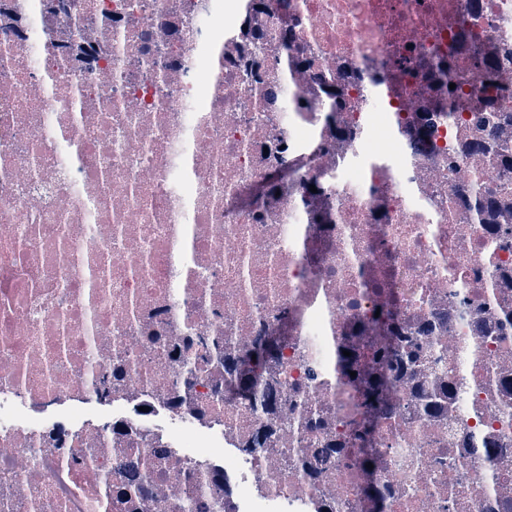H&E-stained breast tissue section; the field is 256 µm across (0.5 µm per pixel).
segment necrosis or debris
<instances>
[{
	"mask_svg": "<svg viewBox=\"0 0 512 512\" xmlns=\"http://www.w3.org/2000/svg\"><path fill=\"white\" fill-rule=\"evenodd\" d=\"M489 106L512 0H0V512H512ZM509 190V189H507ZM486 191L482 188L473 191V206L471 207V221L477 224H492L496 214L501 212L499 200L508 196L509 191ZM202 354L190 359L184 366L183 383L187 389L191 387L198 373L202 372L210 363L216 365L224 363V337L213 336L201 342ZM253 354H256V360H252ZM269 356H265L257 345L238 360L235 366L238 375L236 394L241 396L242 402L252 401L255 397L260 371L269 364Z\"/></svg>",
	"mask_w": 512,
	"mask_h": 512,
	"instance_id": "1",
	"label": "necrosis or debris"
}]
</instances>
